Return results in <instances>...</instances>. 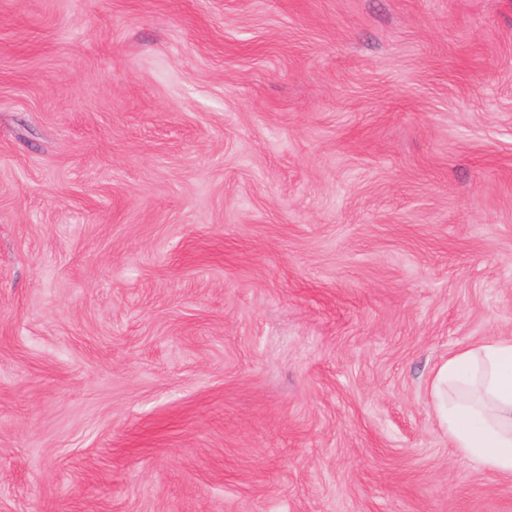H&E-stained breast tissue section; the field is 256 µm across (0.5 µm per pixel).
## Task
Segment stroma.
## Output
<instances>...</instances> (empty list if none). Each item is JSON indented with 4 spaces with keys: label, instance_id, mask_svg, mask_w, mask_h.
I'll return each instance as SVG.
<instances>
[{
    "label": "stroma",
    "instance_id": "35a3bbf8",
    "mask_svg": "<svg viewBox=\"0 0 512 512\" xmlns=\"http://www.w3.org/2000/svg\"><path fill=\"white\" fill-rule=\"evenodd\" d=\"M508 337L512 0H0V512H512ZM432 389L455 447L512 475V339L460 349L438 369Z\"/></svg>",
    "mask_w": 512,
    "mask_h": 512
}]
</instances>
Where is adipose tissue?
Listing matches in <instances>:
<instances>
[{
  "instance_id": "adipose-tissue-1",
  "label": "adipose tissue",
  "mask_w": 512,
  "mask_h": 512,
  "mask_svg": "<svg viewBox=\"0 0 512 512\" xmlns=\"http://www.w3.org/2000/svg\"><path fill=\"white\" fill-rule=\"evenodd\" d=\"M432 389L456 448L512 475V339L460 349L438 369Z\"/></svg>"
}]
</instances>
